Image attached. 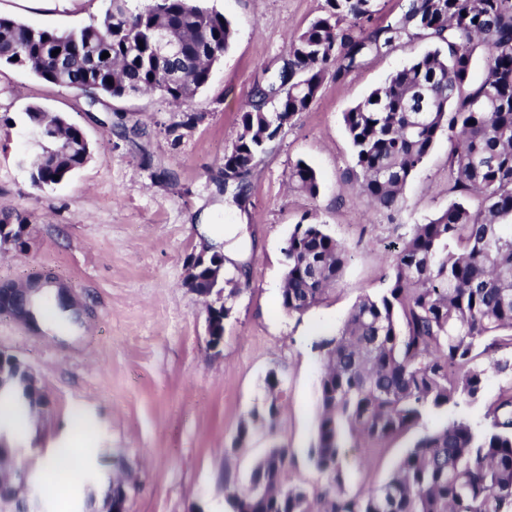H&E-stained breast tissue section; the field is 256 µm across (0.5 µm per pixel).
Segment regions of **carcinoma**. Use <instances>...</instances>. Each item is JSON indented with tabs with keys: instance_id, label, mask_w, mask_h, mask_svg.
<instances>
[{
	"instance_id": "carcinoma-1",
	"label": "carcinoma",
	"mask_w": 512,
	"mask_h": 512,
	"mask_svg": "<svg viewBox=\"0 0 512 512\" xmlns=\"http://www.w3.org/2000/svg\"><path fill=\"white\" fill-rule=\"evenodd\" d=\"M128 2L109 0L100 23L65 32L0 16V63L28 67L92 101L155 91L189 105L213 63L195 57L201 48L224 55L230 21L195 0H143L134 11ZM326 2V14L290 41L282 66L253 88L242 131L224 154L228 201L246 203L258 160L311 107L326 74L341 79L406 37L430 47L343 114L354 152L348 178L375 210L397 212L407 182L445 135L453 200L402 240L387 287L359 297L336 333L313 343L323 370L307 458L324 484H285L291 449L274 444L246 488L228 489L229 505L232 512H512V384L487 407L481 428L458 415L418 436L376 488L348 491L342 462L349 445L384 443L416 430L430 411L477 402L488 373L512 375V0H407L399 17L376 26L377 0ZM154 27L184 46L174 80L156 63ZM479 50L487 64L473 84ZM26 116L32 127L52 129L42 150L56 152L53 168L31 172L32 184L57 185L85 162L82 133L36 105ZM288 182L319 192L315 170L301 160ZM283 253L281 308L301 316L334 290L347 251L307 213ZM247 267L224 277L226 318ZM0 382L24 397L26 413L43 406L15 361L0 362ZM268 388L265 413L242 420L235 445L258 424L274 430L282 390L273 374Z\"/></svg>"
}]
</instances>
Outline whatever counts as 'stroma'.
I'll return each mask as SVG.
<instances>
[{
    "mask_svg": "<svg viewBox=\"0 0 512 512\" xmlns=\"http://www.w3.org/2000/svg\"><path fill=\"white\" fill-rule=\"evenodd\" d=\"M231 21L235 37L189 107L149 93L99 98L0 65V221L24 220L23 244L0 243V289L38 277L64 285L74 315L54 313L59 332L0 312V352L30 367L46 403L29 432L11 436L16 459L33 473L45 512H81L104 501L122 459L134 475L127 512H231L227 488L246 486L271 443L292 448L288 480L321 485L310 465L322 361L313 342L334 334L362 295L386 288L395 248L413 225L451 202L448 140L440 138L403 191L399 214L371 209L345 177L353 164L343 114L414 56L422 39L369 57L344 80L326 76L318 98L273 142L253 169L249 198L224 200V154L264 70H276L290 39L326 0H199ZM107 0H0V15L39 28L77 29L102 20ZM37 105L79 127L90 156L67 179L37 189L39 148L26 112ZM197 120L187 125V113ZM317 174L316 196L294 191L297 160ZM307 213L351 255L335 293L299 317L280 307L290 230ZM243 224L249 285L234 301L224 338L211 346L206 298L184 285L190 254L223 251L211 235ZM276 372L283 409L274 433L254 430L234 445L241 421L262 410L266 377ZM83 414L95 437L87 475L60 486L43 462ZM404 452L403 442L346 449L354 486L377 487Z\"/></svg>",
    "mask_w": 512,
    "mask_h": 512,
    "instance_id": "stroma-1",
    "label": "stroma"
}]
</instances>
